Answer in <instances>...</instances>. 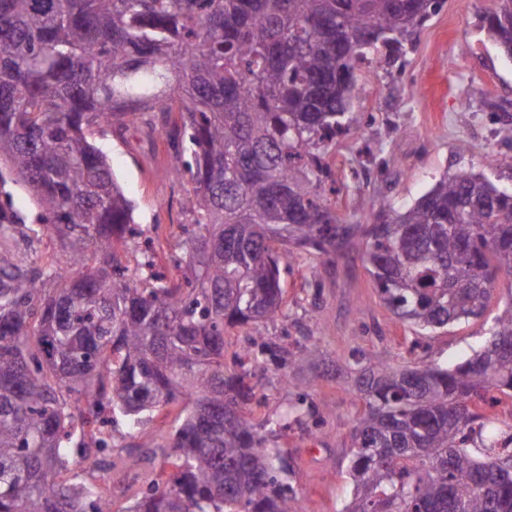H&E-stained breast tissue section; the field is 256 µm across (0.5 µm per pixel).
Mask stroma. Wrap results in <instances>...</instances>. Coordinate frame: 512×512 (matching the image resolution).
<instances>
[{"mask_svg": "<svg viewBox=\"0 0 512 512\" xmlns=\"http://www.w3.org/2000/svg\"><path fill=\"white\" fill-rule=\"evenodd\" d=\"M491 0H445L393 67L365 61L356 71L358 94L351 110L373 121L337 137L329 158L342 219L373 223L390 207L411 204L436 179L468 167L512 188V60L489 40L483 16ZM162 126L158 113L141 112L120 132H95L112 171L134 205L144 231L160 225L164 258L177 256L188 223L191 185L172 173L165 138H147L145 125ZM467 152H460V144ZM495 163H488V156ZM286 318L267 323L266 340L295 352L306 347L308 364L285 369L258 359L250 379L262 404L254 422L286 420L271 434L285 452L287 483L304 512H341L351 497L346 452L349 424L364 410L354 390L362 356L402 367L424 359L451 366L479 349L490 326L512 300V279L500 277L482 317L430 335L401 323L383 304L360 252L332 260L305 257L281 263ZM180 406L145 418L131 432L122 417L112 436V469H83L79 478L112 500V512H128L161 468L145 459L146 437L163 439L180 424Z\"/></svg>", "mask_w": 512, "mask_h": 512, "instance_id": "stroma-1", "label": "stroma"}]
</instances>
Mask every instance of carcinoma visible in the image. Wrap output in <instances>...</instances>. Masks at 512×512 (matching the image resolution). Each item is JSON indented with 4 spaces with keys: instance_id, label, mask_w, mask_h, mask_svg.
<instances>
[{
    "instance_id": "1",
    "label": "carcinoma",
    "mask_w": 512,
    "mask_h": 512,
    "mask_svg": "<svg viewBox=\"0 0 512 512\" xmlns=\"http://www.w3.org/2000/svg\"><path fill=\"white\" fill-rule=\"evenodd\" d=\"M444 0H0V180L24 185L63 260L0 266V512H112L70 464L112 456L107 412L191 409L130 512H303L281 450L245 413L247 349L224 333L285 315L280 259L357 250L379 296L430 334L483 315L512 277V193L459 168L373 224L327 203L325 157L351 112L357 60L413 42ZM487 31L512 57V0ZM179 112L165 131L192 184L184 272L123 251L133 206L93 126ZM39 236L0 207V239ZM342 512H512V433L478 408L512 396V299L451 367L367 361ZM246 328L229 329L224 336V367L227 371L239 370L234 364L231 354L241 345H244L249 336H246Z\"/></svg>"
}]
</instances>
